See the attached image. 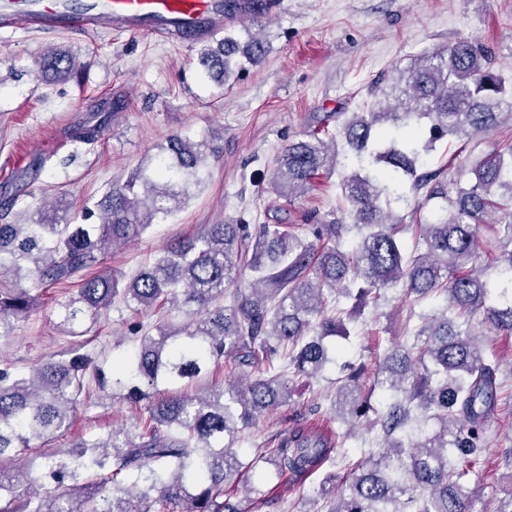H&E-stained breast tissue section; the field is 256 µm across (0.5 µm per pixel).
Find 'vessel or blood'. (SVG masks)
I'll list each match as a JSON object with an SVG mask.
<instances>
[{
    "label": "vessel or blood",
    "mask_w": 512,
    "mask_h": 512,
    "mask_svg": "<svg viewBox=\"0 0 512 512\" xmlns=\"http://www.w3.org/2000/svg\"><path fill=\"white\" fill-rule=\"evenodd\" d=\"M0 20L15 30H140L204 38L224 24V0H13Z\"/></svg>",
    "instance_id": "vessel-or-blood-1"
}]
</instances>
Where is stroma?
I'll list each match as a JSON object with an SVG mask.
<instances>
[{"label": "stroma", "mask_w": 512, "mask_h": 512, "mask_svg": "<svg viewBox=\"0 0 512 512\" xmlns=\"http://www.w3.org/2000/svg\"><path fill=\"white\" fill-rule=\"evenodd\" d=\"M266 31L272 43L267 58L222 86L201 73L200 45L190 39L143 31H0V203L11 204L0 220L27 224L53 203L63 207L64 217L80 214L113 181L155 158L169 136H206L217 152L185 205L107 255L104 270L128 276L202 225L259 224L274 216L279 200L267 183L281 149L311 130L322 113L369 111L412 61L468 39L491 47L497 69L512 76V0H282ZM56 47L84 64L79 79L45 81L33 72L34 58ZM116 97L126 107L107 133L93 148L75 147L73 128ZM67 294L58 286L46 289L36 311L15 321L10 335L0 338V367L26 373L73 346L108 366L135 345V322L157 320L115 304L83 336H74L59 315ZM432 310L428 302L407 309L396 291L386 292L378 306L366 308L348 339H336L334 365L312 379L291 378L288 403L244 431L237 445L241 458L253 459L283 429L313 423L308 409H330L341 364L383 355L403 342L408 314ZM483 350L499 364L500 389L486 425L487 454L466 479L480 508L512 491V469L501 463L502 452L512 448V336L486 334ZM138 414L111 392L93 391L73 427L36 450L106 436ZM379 441L377 430L359 426L324 472L299 484L277 477L266 463L244 472L241 484L258 488L268 506L256 507L257 496L244 495L241 484L230 485L226 496L241 512H325L319 493L324 473L344 477Z\"/></svg>", "instance_id": "obj_1"}]
</instances>
